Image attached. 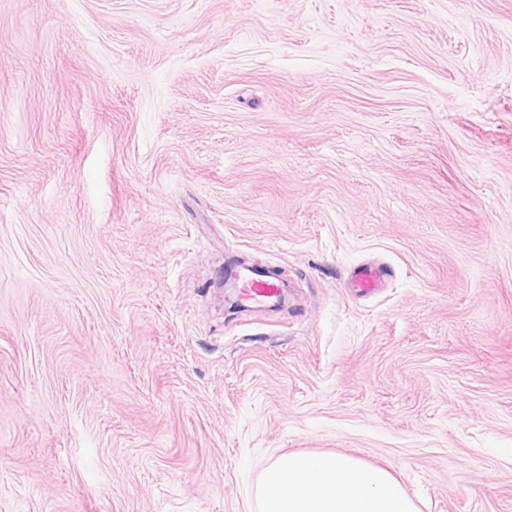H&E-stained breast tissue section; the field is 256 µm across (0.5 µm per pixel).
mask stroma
I'll use <instances>...</instances> for the list:
<instances>
[{"mask_svg":"<svg viewBox=\"0 0 512 512\" xmlns=\"http://www.w3.org/2000/svg\"><path fill=\"white\" fill-rule=\"evenodd\" d=\"M293 451L512 512V0H0V512H261ZM224 279L244 306H272L278 302L279 283L264 272L251 267L224 268Z\"/></svg>","mask_w":512,"mask_h":512,"instance_id":"1","label":"stroma"}]
</instances>
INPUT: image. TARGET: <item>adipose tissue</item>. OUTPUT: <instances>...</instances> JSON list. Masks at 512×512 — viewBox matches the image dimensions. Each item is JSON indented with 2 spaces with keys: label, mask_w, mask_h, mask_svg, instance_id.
<instances>
[{
  "label": "adipose tissue",
  "mask_w": 512,
  "mask_h": 512,
  "mask_svg": "<svg viewBox=\"0 0 512 512\" xmlns=\"http://www.w3.org/2000/svg\"><path fill=\"white\" fill-rule=\"evenodd\" d=\"M262 512H417L385 468L337 453L278 457L261 481Z\"/></svg>",
  "instance_id": "ef3b65f1"
}]
</instances>
